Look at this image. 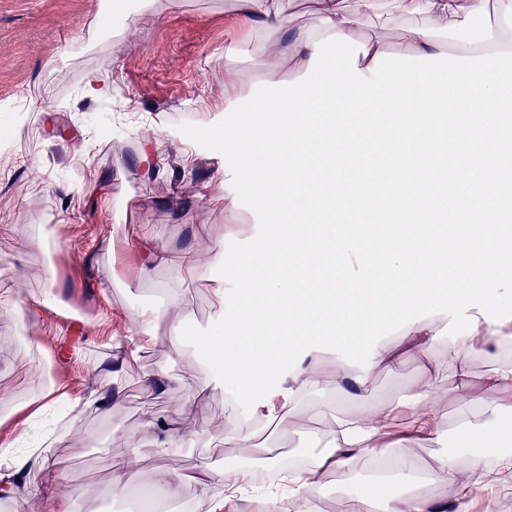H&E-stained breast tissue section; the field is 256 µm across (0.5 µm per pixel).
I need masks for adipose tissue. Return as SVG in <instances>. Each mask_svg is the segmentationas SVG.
I'll list each match as a JSON object with an SVG mask.
<instances>
[{"label":"adipose tissue","instance_id":"obj_1","mask_svg":"<svg viewBox=\"0 0 512 512\" xmlns=\"http://www.w3.org/2000/svg\"><path fill=\"white\" fill-rule=\"evenodd\" d=\"M236 6L246 33V58L270 82L306 73L316 43L333 34L364 43L366 53L359 57L357 67L367 70L386 49L382 41L366 38L364 27L370 20L397 33L398 52L407 56L479 57L498 45L504 34L512 35V0H314L312 20L301 30L289 28L282 0H236ZM186 320L185 304L176 296L164 297L156 305L132 302L122 347L127 356L138 357L157 347L158 323H166L180 335ZM447 322L446 315H436L401 332L402 338L427 354L430 364L410 386L413 398L405 408L411 436L428 440L439 436L434 411L443 391L436 386L434 375L442 368L452 370L454 389L466 401V414L454 429L457 449L440 457L428 477H421L409 455L392 453L382 443L397 405L391 400H373L372 394L381 374L399 368L389 339L379 342L368 371L310 352L294 372L297 386L291 399L277 395L264 406L265 416L281 435L313 431L328 439L324 455L288 478L287 493L296 512H314L313 501L330 474L337 476V491L346 497L342 512H447L452 504L457 512H469L491 474L512 470V360L501 357L502 350L512 345V321L501 325L479 321L475 332L457 338L441 354L434 350V336ZM478 353L492 361L489 372L481 377L469 371V362ZM331 383L338 399L368 400L367 410L312 420L303 398L323 393ZM194 432L189 417L176 424L150 417L142 429L127 436L125 449L112 455L114 494L126 493L125 476L138 471L146 458L166 456ZM424 479L451 488L454 503L417 493ZM250 480L249 470L228 469L218 481L204 466L195 479V495L207 512H239L238 503ZM360 480L365 483L363 491L348 496V488Z\"/></svg>","mask_w":512,"mask_h":512}]
</instances>
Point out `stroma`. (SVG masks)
Instances as JSON below:
<instances>
[{
  "instance_id": "35a3bbf8",
  "label": "stroma",
  "mask_w": 512,
  "mask_h": 512,
  "mask_svg": "<svg viewBox=\"0 0 512 512\" xmlns=\"http://www.w3.org/2000/svg\"><path fill=\"white\" fill-rule=\"evenodd\" d=\"M161 15L133 36L97 40L105 25L102 0H0V130L14 143L20 162L0 170V449L35 441L38 464L31 479L47 489L73 495L74 512H125V497L112 490L111 449L122 447L126 433L148 416L177 417L172 398L147 392L144 372L180 368L184 342L163 344L139 358L117 348L127 330L131 301L157 303L161 292L182 299L189 322L207 327L217 297L211 282L195 276L186 261L193 234H220L226 218L204 198L217 191L215 173L224 167L218 152L199 149L205 162L201 180L166 170L144 175L136 158L146 135L164 140L163 154L184 147L174 117L193 113V122L209 126L223 119L224 48L235 28L234 0H158ZM111 59L109 80L123 91L127 109L82 95L85 74ZM121 199L111 215L103 197ZM153 199L142 210L143 199ZM62 225L51 251L33 246L41 225ZM150 225L169 263L155 282L130 287L141 260L137 248L143 225ZM55 286L43 300L46 278ZM78 309L85 325L73 330L62 313ZM31 362H50L52 382L67 393L68 382H84L78 396L88 400L89 375L119 374L123 403L111 419L95 409L73 408L67 429L32 413L43 386L15 363L18 353ZM428 365L418 351H405L397 373L381 375L374 398L408 400V388ZM227 394L213 392L191 405L196 435L162 459L145 460L143 469L165 466L184 474L210 464L215 475L245 465L264 469L262 458L238 462L232 443L211 438V418L225 416ZM224 429L253 432L270 448L303 447V436H278L271 423L255 415L225 417ZM61 460L63 471L50 473L42 461Z\"/></svg>"
}]
</instances>
